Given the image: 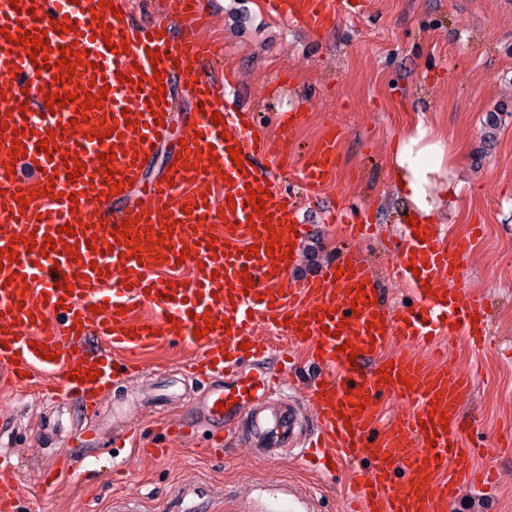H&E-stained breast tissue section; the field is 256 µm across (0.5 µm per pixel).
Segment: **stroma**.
Returning a JSON list of instances; mask_svg holds the SVG:
<instances>
[{"mask_svg": "<svg viewBox=\"0 0 512 512\" xmlns=\"http://www.w3.org/2000/svg\"><path fill=\"white\" fill-rule=\"evenodd\" d=\"M203 8L199 35L225 53L203 63V73L218 78L234 68L229 96L256 107L270 140L289 137L301 157L328 128L339 135L336 171L323 186L306 187L292 170L278 175L310 226L290 277L317 274L354 246L372 260L389 303L411 301L410 288L387 274L411 218L390 154L417 117L447 134L457 157L448 176L460 191L439 201L436 222L448 237L474 239L455 286L488 297L494 339L475 353L452 336L446 351L472 377L463 414L473 443L486 446L473 466L496 472L491 487H461L448 512H512V453L498 451L512 437V0H362L360 13L321 32L267 17L259 0H203ZM176 100L173 137L156 147L132 201L145 200L146 187L169 169L190 107L184 95ZM287 110L301 115L288 135L275 122ZM192 357L168 344L142 355L143 379H117L89 422L67 400L0 387V451L13 462L19 512H262L258 491L282 488L309 512H344L345 469L322 475L290 453L266 460L244 445L213 455L204 429L165 441L164 424L203 392L185 371ZM126 426L145 430L143 451L112 452L113 433ZM154 446L165 448L163 460L147 456ZM72 448L79 460L63 489L47 491L44 470ZM116 461L118 482L108 476Z\"/></svg>", "mask_w": 512, "mask_h": 512, "instance_id": "stroma-1", "label": "stroma"}]
</instances>
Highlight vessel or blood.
<instances>
[{"mask_svg":"<svg viewBox=\"0 0 512 512\" xmlns=\"http://www.w3.org/2000/svg\"><path fill=\"white\" fill-rule=\"evenodd\" d=\"M0 0V50L7 83L0 99V249L15 251L0 263V373L16 383L44 385L61 380L63 394L80 409L109 388L113 376H135V353L158 345L178 344L198 353L197 376L234 369L231 386L208 391L172 429L175 437L199 427L223 430L234 422L233 434L264 457L288 447L299 428L297 404L272 405L278 395L275 376L263 362L272 347L255 338L256 314L272 312L291 341L306 344L312 360L327 369L325 379L310 394L315 419L303 448L317 449V461L329 468L336 460L352 467V480L365 504L364 512H447L468 470V482H488V475L471 472L472 449L462 442L465 420L461 401L470 380L450 363L436 369L403 357H383L396 338L426 343L428 335L457 331L473 346L484 343L490 314L484 298L452 291L471 250L467 238L448 241L434 224L421 233L407 231V249L396 265L417 297L416 307L385 303L369 260L357 250L326 266L319 275L289 278L292 258L284 249L307 233L298 208L279 192L273 172L297 167L301 180L321 185L337 165L335 130H328L316 150L293 164L287 139L261 137L253 109L228 99L233 79L202 78L198 62L216 57L212 44L197 36L201 0H166V18L136 24L129 0ZM270 18L301 23L312 31L325 28L341 15L359 12L356 0H260ZM27 30L42 36L50 49L46 64H32L30 50L13 44L11 35ZM76 45L83 59L77 83H50L43 76L55 65L61 49ZM160 61H152V53ZM182 85L192 102L191 122L184 136L188 150L173 165L168 179L148 188L147 203L127 205V191L139 183L144 162L167 141L176 100L174 85ZM164 86L161 103L153 90ZM104 92L101 108L85 110L77 103L48 106L50 90ZM220 124H212V114ZM110 136H93L96 126ZM54 148L42 152V139ZM28 166L39 172L37 184H23L9 174L12 142ZM240 149L242 165L230 159ZM111 155L112 178H105L100 155ZM268 155L272 166L253 163ZM84 162L85 170L68 180L67 162ZM123 189L110 193L111 181ZM223 182L225 197L216 200L211 187ZM53 187L54 196L36 195V188ZM266 194L263 214H256L251 192ZM169 210L173 229L156 248L138 252L129 243H115L124 225L160 234L162 210ZM73 227L60 236L59 228ZM282 246L274 255L265 247L271 233ZM34 237L37 249L23 240ZM109 244V251L91 248V240ZM71 251L55 250L56 241ZM193 267L189 281L167 286L161 271L178 258ZM419 264L412 273L411 264ZM68 279L71 290L60 288ZM363 289L365 301L353 304L351 290ZM152 306L154 317L140 319L132 303ZM228 320V327L193 334L199 318ZM352 341L355 357L338 350ZM45 353H38V345ZM100 368L96 380L71 379L76 369ZM391 373L382 381L381 369ZM391 394L404 399L407 411L383 421L380 399ZM362 411H355V404ZM447 424H440L439 415ZM457 473H449V464Z\"/></svg>","mask_w":512,"mask_h":512,"instance_id":"b4317fda","label":"vessel or blood"}]
</instances>
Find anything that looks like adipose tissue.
Segmentation results:
<instances>
[{
    "label": "adipose tissue",
    "mask_w": 512,
    "mask_h": 512,
    "mask_svg": "<svg viewBox=\"0 0 512 512\" xmlns=\"http://www.w3.org/2000/svg\"><path fill=\"white\" fill-rule=\"evenodd\" d=\"M454 160L444 136L423 119L396 142L392 154L393 174L400 183V193L412 206L417 223H434L437 200L457 195L458 186L446 176Z\"/></svg>",
    "instance_id": "adipose-tissue-1"
}]
</instances>
